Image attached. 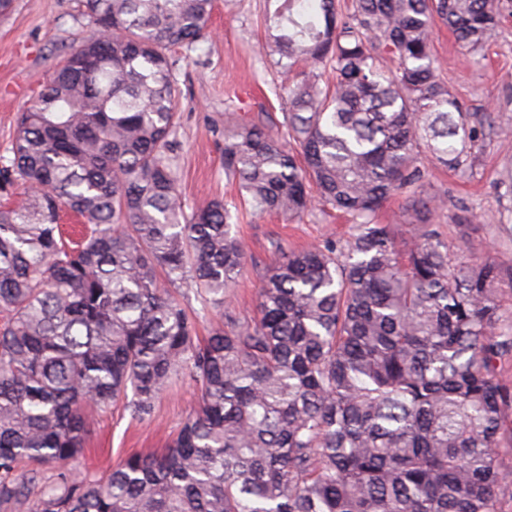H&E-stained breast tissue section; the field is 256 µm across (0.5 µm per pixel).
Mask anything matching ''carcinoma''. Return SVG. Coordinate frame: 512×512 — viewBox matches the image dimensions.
Masks as SVG:
<instances>
[{"mask_svg": "<svg viewBox=\"0 0 512 512\" xmlns=\"http://www.w3.org/2000/svg\"><path fill=\"white\" fill-rule=\"evenodd\" d=\"M263 51L289 73L281 128L224 125V175L253 212L318 205L352 218L340 249L290 252L258 314L207 340L177 288L221 310L246 266L226 203L186 211L171 135L174 45L207 33L214 0H80L93 35L19 113L0 189V507L7 512H497L512 443V291L463 260L409 204L378 219L428 160L475 168L492 113L464 112L432 51L435 22L473 54L501 0H275ZM392 62L394 69L384 63ZM89 228L74 245L62 212ZM177 379L200 407L168 448L92 476L94 411L151 413ZM406 194H396L392 196L383 206L380 219L384 224H398V230H402V234L410 235L414 232L413 226L408 224L409 216L405 212Z\"/></svg>", "mask_w": 512, "mask_h": 512, "instance_id": "1", "label": "carcinoma"}]
</instances>
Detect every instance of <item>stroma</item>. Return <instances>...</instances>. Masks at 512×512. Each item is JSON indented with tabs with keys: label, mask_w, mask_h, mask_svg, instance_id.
<instances>
[{
	"label": "stroma",
	"mask_w": 512,
	"mask_h": 512,
	"mask_svg": "<svg viewBox=\"0 0 512 512\" xmlns=\"http://www.w3.org/2000/svg\"><path fill=\"white\" fill-rule=\"evenodd\" d=\"M267 0H215L211 34L193 47L175 46L181 88L178 120L172 135L182 196L191 209L211 200L234 202L235 184L224 175V126L267 116L280 125L288 109L281 96L284 76L276 57L259 53ZM92 28L76 0H14L0 17V156L7 153L18 112L50 79L73 42ZM433 49L442 72L467 111L493 113L497 125L512 126V0H503L498 38L480 55H470L447 27L436 26ZM474 175L427 166L422 196L444 199L432 222L448 250L466 259L495 262L504 278L512 277V242L500 225L512 222V196L504 186L512 176V135L480 136ZM238 231L247 264L222 311H201L193 288L182 286L185 301L201 312L200 334L228 320L257 314L258 291L281 254L313 246H344L354 224L343 214L320 210L291 219L280 213L252 214L241 209ZM199 407L193 383L177 381L156 401L153 413L131 418L123 404L96 412L81 458L84 470L102 474L134 453L165 448L186 418Z\"/></svg>",
	"instance_id": "1"
}]
</instances>
